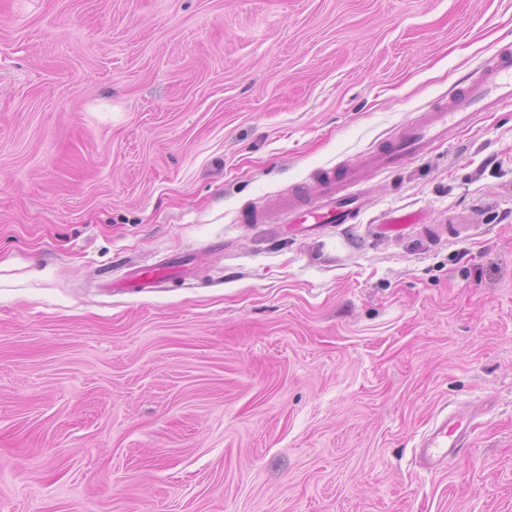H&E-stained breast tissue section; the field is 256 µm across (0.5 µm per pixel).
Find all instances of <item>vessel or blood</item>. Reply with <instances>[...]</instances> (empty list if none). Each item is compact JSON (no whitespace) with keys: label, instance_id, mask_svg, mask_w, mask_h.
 I'll return each mask as SVG.
<instances>
[{"label":"vessel or blood","instance_id":"1","mask_svg":"<svg viewBox=\"0 0 512 512\" xmlns=\"http://www.w3.org/2000/svg\"><path fill=\"white\" fill-rule=\"evenodd\" d=\"M507 102L512 103V56L498 54L484 61L448 99L404 124L393 138L358 163L326 170L310 192L288 193L279 204L277 222L291 224L304 237L320 235L333 224L350 223L360 211L358 188L367 178L401 168L429 144L446 142L449 129L467 125L480 113ZM421 223L417 212L397 209L383 227L398 233ZM188 271V262L176 257L162 265L134 270L119 287L144 290ZM477 413V408L470 405L438 413L416 444L421 466L436 473L458 459L471 443Z\"/></svg>","mask_w":512,"mask_h":512}]
</instances>
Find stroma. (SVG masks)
I'll return each mask as SVG.
<instances>
[{
    "label": "stroma",
    "instance_id": "stroma-1",
    "mask_svg": "<svg viewBox=\"0 0 512 512\" xmlns=\"http://www.w3.org/2000/svg\"><path fill=\"white\" fill-rule=\"evenodd\" d=\"M498 53L512 0H0V512H512V105L354 223L240 221ZM424 224L421 216L416 211H406L404 209H397L389 214L384 224H380L382 229L390 232H402L406 228ZM189 262L183 257H175L164 265H154L134 270L124 281L112 283V288L121 290L138 289V291L154 288L158 284L175 277L187 274ZM478 409L465 405L444 413L441 410L419 438L415 453L426 470L444 471L471 444Z\"/></svg>",
    "mask_w": 512,
    "mask_h": 512
}]
</instances>
